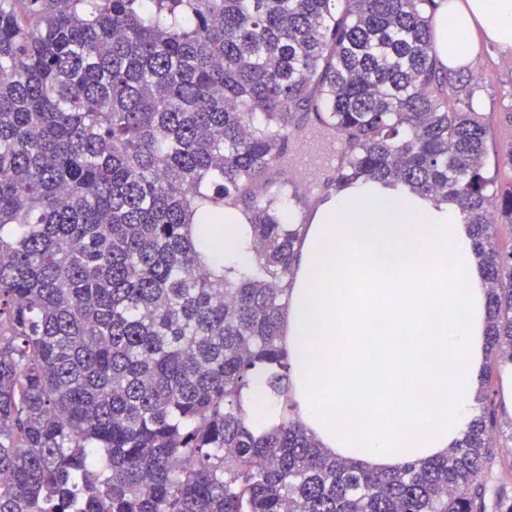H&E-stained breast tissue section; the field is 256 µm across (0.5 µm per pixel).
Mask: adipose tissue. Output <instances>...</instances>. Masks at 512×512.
I'll use <instances>...</instances> for the list:
<instances>
[{
  "label": "adipose tissue",
  "instance_id": "obj_1",
  "mask_svg": "<svg viewBox=\"0 0 512 512\" xmlns=\"http://www.w3.org/2000/svg\"><path fill=\"white\" fill-rule=\"evenodd\" d=\"M441 67L462 69L481 39L512 51V0H436ZM243 212L224 210L225 266L253 256ZM487 284L458 207L400 182L356 180L305 228L283 312L287 397L324 454L390 473L446 456L474 417L485 364ZM265 373L241 404L273 429Z\"/></svg>",
  "mask_w": 512,
  "mask_h": 512
}]
</instances>
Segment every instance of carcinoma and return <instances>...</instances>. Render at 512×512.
Here are the masks:
<instances>
[{
    "label": "carcinoma",
    "instance_id": "cac0c4a2",
    "mask_svg": "<svg viewBox=\"0 0 512 512\" xmlns=\"http://www.w3.org/2000/svg\"><path fill=\"white\" fill-rule=\"evenodd\" d=\"M433 0H0V512H512L489 488L496 404L448 456L379 473L330 458L290 406L246 426L281 346L303 203L269 175L314 127L332 185L452 201L512 361V189L464 75L437 67ZM243 204L255 261H210ZM269 388L264 372H256L250 386L243 392L241 404L251 428L257 434H264L273 429L278 422L270 414L271 403L268 400Z\"/></svg>",
    "mask_w": 512,
    "mask_h": 512
}]
</instances>
